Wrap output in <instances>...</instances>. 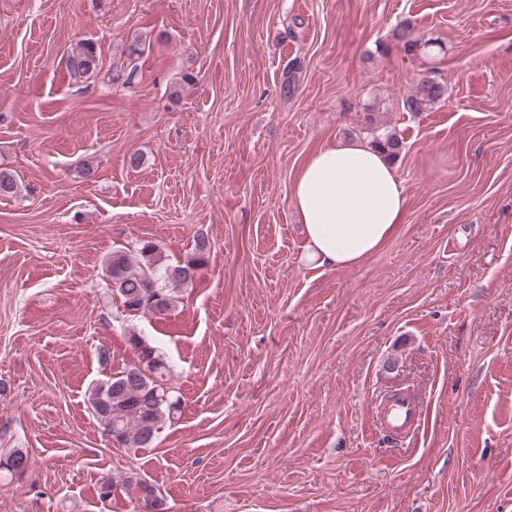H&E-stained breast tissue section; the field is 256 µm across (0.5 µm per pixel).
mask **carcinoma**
I'll use <instances>...</instances> for the list:
<instances>
[{
    "label": "carcinoma",
    "mask_w": 512,
    "mask_h": 512,
    "mask_svg": "<svg viewBox=\"0 0 512 512\" xmlns=\"http://www.w3.org/2000/svg\"><path fill=\"white\" fill-rule=\"evenodd\" d=\"M142 54L138 44H131L127 68L116 71L110 80L123 85L133 84ZM67 63L75 74L96 73L99 56L95 43L90 40L78 42L68 55ZM445 91L443 84L424 79L405 99L404 108L420 112L439 101ZM374 122L373 114L365 113L361 130L371 135L373 145L387 157L396 159L403 148L402 139L392 129L380 131ZM207 250L206 240L198 238L194 255L177 265L164 263L160 247L151 242L141 241L133 251H115L107 269L112 292L131 313L163 315L176 304L168 286L193 283L199 266L206 259ZM129 344L138 352V363L97 383L88 400L96 421L113 444L126 449H143L153 446L165 420L174 418L179 400L166 394L169 366L156 347L136 335L129 337ZM29 465V456L21 448H10L0 454V472L13 477L22 476ZM146 485V481L133 476L107 478L98 486V497L107 501L121 486L139 491Z\"/></svg>",
    "instance_id": "obj_1"
}]
</instances>
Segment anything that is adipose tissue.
<instances>
[{"label": "adipose tissue", "mask_w": 512, "mask_h": 512, "mask_svg": "<svg viewBox=\"0 0 512 512\" xmlns=\"http://www.w3.org/2000/svg\"><path fill=\"white\" fill-rule=\"evenodd\" d=\"M313 266L347 267L377 252L404 220L406 195L384 153L358 139L319 148L291 185Z\"/></svg>", "instance_id": "ef3b65f1"}]
</instances>
